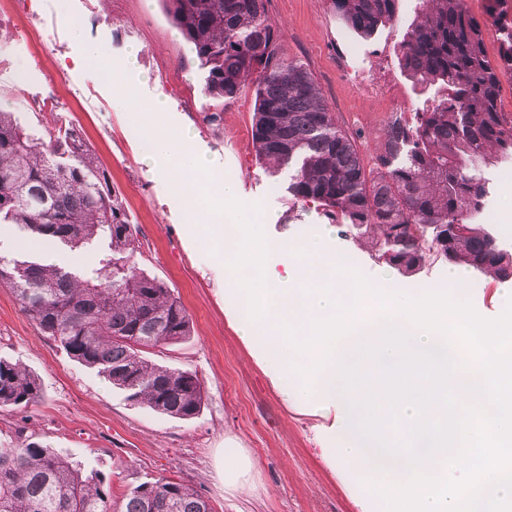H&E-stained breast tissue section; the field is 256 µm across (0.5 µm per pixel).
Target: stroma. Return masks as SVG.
I'll return each mask as SVG.
<instances>
[{"label":"stroma","instance_id":"obj_1","mask_svg":"<svg viewBox=\"0 0 512 512\" xmlns=\"http://www.w3.org/2000/svg\"><path fill=\"white\" fill-rule=\"evenodd\" d=\"M267 9L283 32L285 55L310 73L365 162L373 161L390 122L414 123L417 113L446 94L440 82L414 84L402 67L401 46L419 20V0H398L395 19L368 36L345 27L331 0H268ZM75 25L81 38L72 34ZM83 39L105 45L116 58L138 48L141 99L166 98L173 119L193 129L200 152L236 181L240 200L261 203L269 238L301 242L329 223L320 207L288 194L289 170L271 175L259 164L252 93L225 104L223 130L205 122L214 102L203 93L204 72L162 0H5L0 109L12 112L38 138L49 128H76L95 151L136 227L137 267L166 283L192 320V336L147 356L196 374L204 406L184 421L131 404L44 336L12 291L0 287V357L37 373L43 383L38 404L19 412L0 410V446L23 427L84 470L106 476L116 501L133 487L171 476L203 493L215 512H362L358 492L319 456L333 414L290 406L251 354L224 304L223 261L213 244L193 232L165 183L148 175L138 118L114 105L111 79L81 60ZM503 169L497 163L483 171L489 194L481 222L512 247V176ZM331 225V249L346 255L371 285L446 284L448 263L439 258L428 259L413 275L394 270L382 276L366 239L344 223ZM25 239L16 225L0 223L2 256L43 260L87 275L98 266L97 250L50 243L25 249ZM500 286L490 276L470 273L467 297L480 316L502 314ZM228 448L253 462L245 491L224 485L219 463Z\"/></svg>","mask_w":512,"mask_h":512}]
</instances>
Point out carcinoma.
<instances>
[{
    "label": "carcinoma",
    "mask_w": 512,
    "mask_h": 512,
    "mask_svg": "<svg viewBox=\"0 0 512 512\" xmlns=\"http://www.w3.org/2000/svg\"><path fill=\"white\" fill-rule=\"evenodd\" d=\"M207 69L203 92L218 101L205 115L224 126V103L254 93L252 135L271 173L294 165L288 192L370 239L378 261L403 274L430 258L509 279L512 251L475 227L488 195L483 167L512 159V120L499 111L503 73H512V4L486 0L500 32L498 64L465 0H423L402 66L420 84L441 82L448 97L410 126H388L373 166L338 126L310 73L288 60L267 0H163ZM397 0H332L338 19L369 35L395 14ZM35 140L0 111V222L69 248L102 244L96 276L53 263L0 256V287L79 364L95 369L128 401L179 420L195 418L198 377L143 356L192 335L185 307L161 280L139 270L136 229L110 176L75 129ZM67 155L73 163L60 162ZM34 372L0 358V408L41 401ZM0 512H114L105 477L17 432L0 448ZM119 512H213L192 486L170 477L127 493Z\"/></svg>",
    "instance_id": "1"
}]
</instances>
